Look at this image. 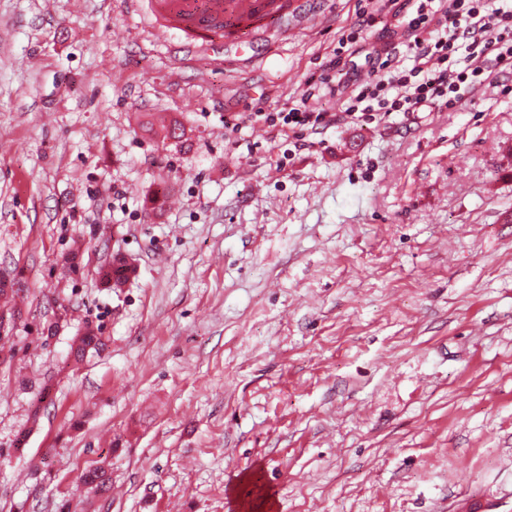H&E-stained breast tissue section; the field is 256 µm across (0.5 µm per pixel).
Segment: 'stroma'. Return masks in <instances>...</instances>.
Instances as JSON below:
<instances>
[{"mask_svg": "<svg viewBox=\"0 0 512 512\" xmlns=\"http://www.w3.org/2000/svg\"><path fill=\"white\" fill-rule=\"evenodd\" d=\"M354 4L233 72L121 0H0V512H512V97L266 124ZM133 272V268L121 259H113L112 265L104 267L100 271L102 283L109 288H120Z\"/></svg>", "mask_w": 512, "mask_h": 512, "instance_id": "stroma-1", "label": "stroma"}]
</instances>
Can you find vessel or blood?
I'll list each match as a JSON object with an SVG mask.
<instances>
[{
  "label": "vessel or blood",
  "instance_id": "1",
  "mask_svg": "<svg viewBox=\"0 0 512 512\" xmlns=\"http://www.w3.org/2000/svg\"><path fill=\"white\" fill-rule=\"evenodd\" d=\"M148 2L159 29L176 30L179 52L212 50L225 32L258 43L268 27L290 20L300 24L318 7V0L292 5L290 0H125L129 8Z\"/></svg>",
  "mask_w": 512,
  "mask_h": 512
}]
</instances>
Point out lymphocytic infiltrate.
I'll return each mask as SVG.
<instances>
[{
    "instance_id": "1",
    "label": "lymphocytic infiltrate",
    "mask_w": 512,
    "mask_h": 512,
    "mask_svg": "<svg viewBox=\"0 0 512 512\" xmlns=\"http://www.w3.org/2000/svg\"><path fill=\"white\" fill-rule=\"evenodd\" d=\"M356 21L318 68L294 107L279 113L290 130L320 133L337 116L371 120L421 108L452 109L488 81L512 74V0H358ZM387 40L348 62L370 30ZM341 96L340 113L312 101Z\"/></svg>"
}]
</instances>
